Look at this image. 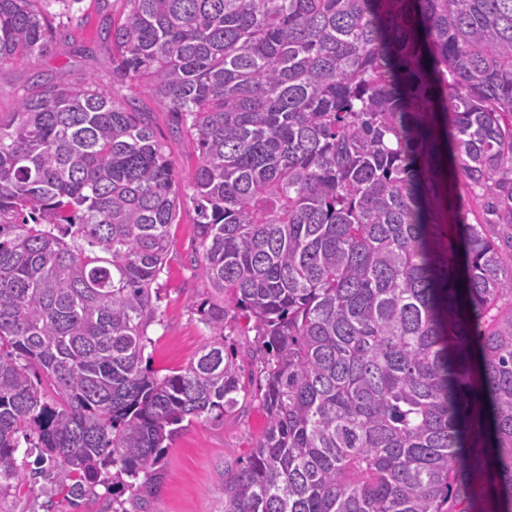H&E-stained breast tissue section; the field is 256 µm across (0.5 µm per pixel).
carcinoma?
I'll list each match as a JSON object with an SVG mask.
<instances>
[{
	"instance_id": "obj_1",
	"label": "carcinoma",
	"mask_w": 512,
	"mask_h": 512,
	"mask_svg": "<svg viewBox=\"0 0 512 512\" xmlns=\"http://www.w3.org/2000/svg\"><path fill=\"white\" fill-rule=\"evenodd\" d=\"M81 0H0V68ZM112 85L197 153L211 340L142 367L181 185L136 99L52 85L0 117V493L144 504L171 441L266 426L224 512H512V0H128ZM495 221L470 224L459 184ZM34 457L22 469L16 453ZM230 316L233 319L228 320V328L224 331V334L227 335V346L233 345L239 351L254 347L255 332H247V319L236 310L231 312Z\"/></svg>"
}]
</instances>
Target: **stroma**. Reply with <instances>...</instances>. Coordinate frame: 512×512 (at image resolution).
Listing matches in <instances>:
<instances>
[{
    "mask_svg": "<svg viewBox=\"0 0 512 512\" xmlns=\"http://www.w3.org/2000/svg\"><path fill=\"white\" fill-rule=\"evenodd\" d=\"M83 21L68 27L63 52L39 63L0 68V114L14 111L20 97L46 83L80 86L93 81L100 89L112 88V46L101 31L104 18L125 19L127 0H82ZM139 105L149 112L157 140L174 163L181 184H188L197 155L185 135L175 128L174 117L152 98L139 95ZM196 211L190 198H182L179 217L170 227V250L159 280V324L149 331L152 339L145 355L150 369L164 376L183 369L209 341L211 333L196 312L212 290L195 267L202 260L196 233ZM257 366L244 362L242 391L236 408L187 426L173 440L164 458L161 482L147 498L146 512H224V466L245 458L261 438L266 417L255 396ZM112 496L98 488L96 497L78 508L67 502L45 507L43 498L28 492L0 494V512H110Z\"/></svg>",
    "mask_w": 512,
    "mask_h": 512,
    "instance_id": "obj_1",
    "label": "stroma"
}]
</instances>
